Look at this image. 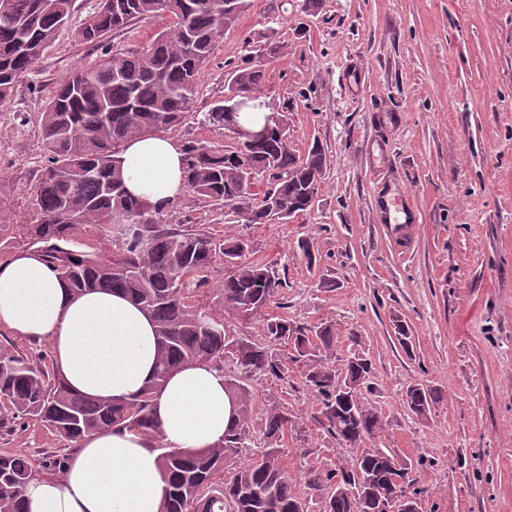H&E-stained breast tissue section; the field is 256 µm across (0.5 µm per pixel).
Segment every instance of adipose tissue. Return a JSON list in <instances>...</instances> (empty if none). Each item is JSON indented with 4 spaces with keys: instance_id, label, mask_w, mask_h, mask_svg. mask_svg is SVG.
Segmentation results:
<instances>
[{
    "instance_id": "adipose-tissue-1",
    "label": "adipose tissue",
    "mask_w": 512,
    "mask_h": 512,
    "mask_svg": "<svg viewBox=\"0 0 512 512\" xmlns=\"http://www.w3.org/2000/svg\"><path fill=\"white\" fill-rule=\"evenodd\" d=\"M131 193L164 209L184 189L183 153L171 139L139 136L120 155ZM19 339L49 340L53 368L71 392L125 401L152 380L153 322L123 293L77 295L33 251L0 260V329ZM234 417L221 370L191 363L171 374L154 421L171 447L188 452L221 441ZM167 475L152 442L129 430L83 437L57 479L35 481L29 512H163Z\"/></svg>"
}]
</instances>
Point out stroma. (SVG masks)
I'll return each mask as SVG.
<instances>
[{
  "instance_id": "35a3bbf8",
  "label": "stroma",
  "mask_w": 512,
  "mask_h": 512,
  "mask_svg": "<svg viewBox=\"0 0 512 512\" xmlns=\"http://www.w3.org/2000/svg\"><path fill=\"white\" fill-rule=\"evenodd\" d=\"M301 0H250L225 29L204 68L193 113L167 136L227 144L196 113L223 100L231 73L258 34L281 45L267 63L261 96L286 108L296 154L320 145L326 167L314 206L281 224H241L191 190L171 203L170 223L249 245L248 260L272 264L284 282L255 318H229L231 334L269 347L283 378L250 381V437L259 441L271 407L296 425L280 457L320 512L307 471L346 463L352 452L328 435L320 406L266 325H329V363L368 359L364 396L383 417L382 446L410 464L420 512H512V0H324L314 16ZM97 0H74L36 69L0 105V224L34 219L46 161L38 115L58 81L97 62L74 28ZM415 210L411 237L384 229L379 192ZM406 324L410 349L396 339ZM439 396L431 412L404 405L408 385ZM27 453L41 477L66 443L40 423H17L0 452Z\"/></svg>"
}]
</instances>
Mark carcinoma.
Segmentation results:
<instances>
[{
	"instance_id": "cac0c4a2",
	"label": "carcinoma",
	"mask_w": 512,
	"mask_h": 512,
	"mask_svg": "<svg viewBox=\"0 0 512 512\" xmlns=\"http://www.w3.org/2000/svg\"><path fill=\"white\" fill-rule=\"evenodd\" d=\"M7 2V14L0 15V103L34 72L73 13V0ZM248 7L249 0H99L75 30L77 41L100 49L99 60L60 82L39 114L46 162L33 202L37 218L31 224H0V250L13 242L18 229L27 249L40 253L72 291L124 292L157 327L155 375L122 403L74 394L44 359L0 346V431L10 433L16 420L30 419L71 443L105 428L148 434L168 477L164 512H309L274 448L293 426L287 411L270 408L263 432L267 447L245 464L235 461L252 409L244 380L279 376L283 369L268 348L231 336L224 315H257L280 295L282 279L266 264L242 261L248 250L244 240L164 224L163 211L122 189L123 144L133 136L163 132L193 109L218 39ZM159 16L169 17L170 24L149 44L129 52L107 48L109 33ZM269 39L264 36L255 55L234 71L224 100L196 113L200 126L224 128V114L235 101L257 95L267 77L262 57L276 51ZM287 125V116L278 114L264 143L252 148L184 143L186 187L222 204L244 202L252 185L265 184L257 205L244 204L233 214L236 223L275 224L309 211L326 156L317 145L297 155L288 144ZM114 213L126 216L130 231L112 234L108 221ZM91 230L115 241L116 251L105 254L89 238ZM219 259L229 271L213 300L217 308L206 309L194 304L189 285H203ZM267 333L291 344L290 361L309 365L304 383L321 405V424L352 450L347 465L307 473L309 489L320 492L321 512H372L413 484L410 467L397 465L390 449L375 446L382 418L362 397L370 364L357 358L335 370L312 363L315 352L326 353L334 345L327 326L312 330L270 321ZM227 358L239 374L226 379L237 418L224 440L196 452L168 446L153 423L162 382L183 365L207 361L222 369ZM436 400L433 390L419 384L407 387L404 395V404L418 416L430 412ZM218 471L230 479L214 482ZM38 479L39 470L25 453H0V512H27L29 486Z\"/></svg>"
}]
</instances>
